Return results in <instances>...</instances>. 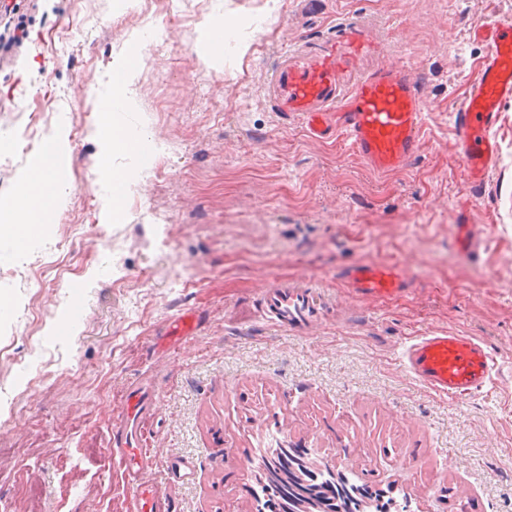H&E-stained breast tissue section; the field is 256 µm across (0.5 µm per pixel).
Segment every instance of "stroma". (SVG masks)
Wrapping results in <instances>:
<instances>
[{"instance_id": "obj_1", "label": "stroma", "mask_w": 512, "mask_h": 512, "mask_svg": "<svg viewBox=\"0 0 512 512\" xmlns=\"http://www.w3.org/2000/svg\"><path fill=\"white\" fill-rule=\"evenodd\" d=\"M29 36L0 60V199L45 140L71 148L52 223L0 250V512H127L112 428L146 390L143 445L188 461L156 480L178 512H256L261 457L276 440L316 463L394 488L406 512H512V104L501 161L468 183L451 112L485 46L474 28L512 0H21ZM237 22L219 64L201 34ZM345 19L415 62L431 104L404 171L371 175L345 141L307 136L272 110L283 51L314 46ZM141 57L119 119L147 132V157L102 166L96 134L113 65ZM129 175L108 217L113 171ZM469 207L487 247L468 259ZM399 265L410 288L373 298L343 268ZM312 288L319 322L294 333L262 312L278 281ZM194 336L163 348L172 318ZM457 330L497 358L492 383L455 401L406 371L415 337Z\"/></svg>"}]
</instances>
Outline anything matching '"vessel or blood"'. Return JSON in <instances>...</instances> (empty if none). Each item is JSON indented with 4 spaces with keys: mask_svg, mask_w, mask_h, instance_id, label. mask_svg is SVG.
<instances>
[{
    "mask_svg": "<svg viewBox=\"0 0 512 512\" xmlns=\"http://www.w3.org/2000/svg\"><path fill=\"white\" fill-rule=\"evenodd\" d=\"M484 42L479 76L469 84L452 114L457 154L468 182L481 183L500 156L497 131L502 110L512 102V19L474 30ZM376 66H369L372 57ZM274 111L297 115L307 134L319 141L338 138L374 175L404 170L415 157L424 133L427 103L413 65L383 55L382 47L358 22L343 24L336 38L305 54L283 52L270 79ZM461 248L476 256L485 244L476 225L458 227ZM350 288L371 297L403 292L410 281L403 270L367 260L343 271ZM321 299L311 290L285 284L270 287L264 310L278 325L300 331L321 313ZM414 379L451 399L472 395L491 382L497 360L471 336L442 331L417 337L403 351ZM149 402L131 390L119 437L112 450L128 477L149 470L152 461L142 447V428ZM131 512H174L170 498L155 485L137 484Z\"/></svg>",
    "mask_w": 512,
    "mask_h": 512,
    "instance_id": "vessel-or-blood-1",
    "label": "vessel or blood"
}]
</instances>
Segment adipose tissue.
<instances>
[{
	"mask_svg": "<svg viewBox=\"0 0 512 512\" xmlns=\"http://www.w3.org/2000/svg\"><path fill=\"white\" fill-rule=\"evenodd\" d=\"M68 162V143L61 137L44 143L38 162L19 178L21 193L0 208V242L18 245L48 223L64 194L63 169Z\"/></svg>",
	"mask_w": 512,
	"mask_h": 512,
	"instance_id": "ef3b65f1",
	"label": "adipose tissue"
}]
</instances>
